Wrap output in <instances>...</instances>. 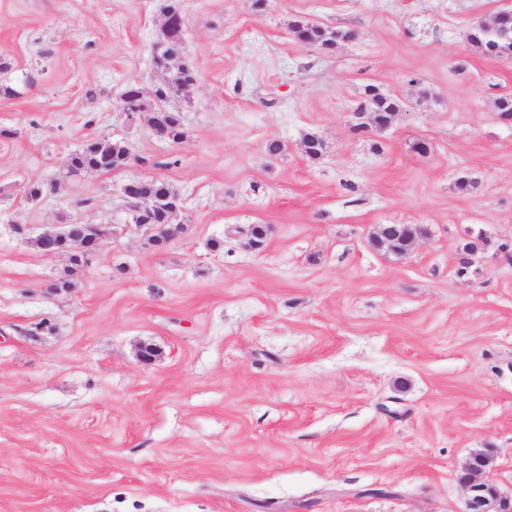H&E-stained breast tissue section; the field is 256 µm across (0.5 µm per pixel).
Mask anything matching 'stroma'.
I'll list each match as a JSON object with an SVG mask.
<instances>
[{"label":"stroma","instance_id":"1","mask_svg":"<svg viewBox=\"0 0 512 512\" xmlns=\"http://www.w3.org/2000/svg\"><path fill=\"white\" fill-rule=\"evenodd\" d=\"M166 3L0 0V512H464L480 451L512 506V61L470 39L506 0H183L178 143L123 102L165 77ZM105 136L129 163L68 177ZM146 177L183 201L161 250L121 197ZM77 223L75 273L36 240ZM383 224L421 233L398 257ZM291 31L295 35H300L310 45H319L321 47H331L336 44L338 38H344L345 35L339 32L327 30L315 25L295 24Z\"/></svg>","mask_w":512,"mask_h":512}]
</instances>
